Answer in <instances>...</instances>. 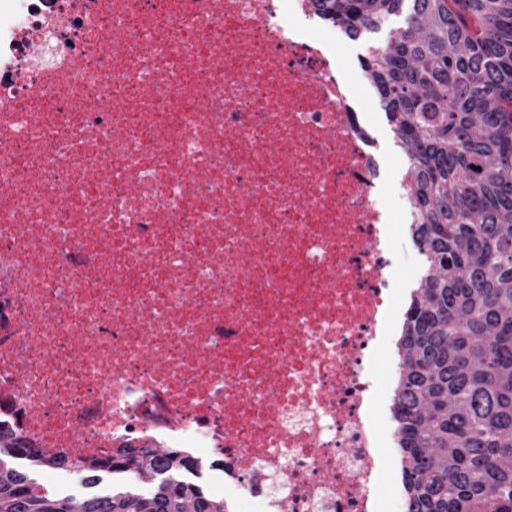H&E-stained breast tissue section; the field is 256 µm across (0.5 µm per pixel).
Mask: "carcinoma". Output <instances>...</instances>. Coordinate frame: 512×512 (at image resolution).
Returning a JSON list of instances; mask_svg holds the SVG:
<instances>
[{"instance_id":"cac0c4a2","label":"carcinoma","mask_w":512,"mask_h":512,"mask_svg":"<svg viewBox=\"0 0 512 512\" xmlns=\"http://www.w3.org/2000/svg\"><path fill=\"white\" fill-rule=\"evenodd\" d=\"M348 39L403 24L361 67L408 156L423 257L390 408L405 512H512V0H313ZM105 458L0 418V512H229L200 459L151 438ZM76 471L68 493L14 465Z\"/></svg>"}]
</instances>
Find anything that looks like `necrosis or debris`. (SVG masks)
<instances>
[{
  "instance_id": "obj_1",
  "label": "necrosis or debris",
  "mask_w": 512,
  "mask_h": 512,
  "mask_svg": "<svg viewBox=\"0 0 512 512\" xmlns=\"http://www.w3.org/2000/svg\"><path fill=\"white\" fill-rule=\"evenodd\" d=\"M354 96L311 0H0V415L377 512L394 232Z\"/></svg>"
}]
</instances>
